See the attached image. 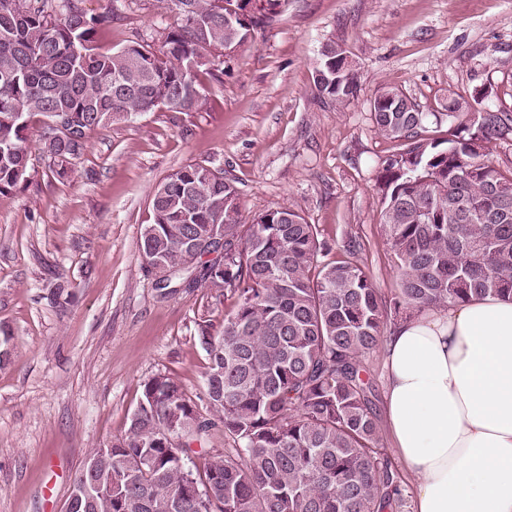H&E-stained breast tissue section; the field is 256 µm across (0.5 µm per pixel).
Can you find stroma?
<instances>
[{
    "label": "stroma",
    "mask_w": 512,
    "mask_h": 512,
    "mask_svg": "<svg viewBox=\"0 0 512 512\" xmlns=\"http://www.w3.org/2000/svg\"><path fill=\"white\" fill-rule=\"evenodd\" d=\"M162 0H137L100 39L105 50L173 25ZM341 45L357 94L319 95L321 48ZM402 89L428 113L449 92L489 93L512 109V0H285L208 84L196 112L159 108L98 130L67 178L33 153L28 179L0 195V512H63L85 452L123 436L142 384L170 374L205 395L202 330L218 331L233 296L191 288L161 296L138 251L156 183L208 161L236 186L240 220L287 205L319 225L334 251L351 235L380 294L396 286L380 224L377 176L401 149L378 133L371 103Z\"/></svg>",
    "instance_id": "35a3bbf8"
}]
</instances>
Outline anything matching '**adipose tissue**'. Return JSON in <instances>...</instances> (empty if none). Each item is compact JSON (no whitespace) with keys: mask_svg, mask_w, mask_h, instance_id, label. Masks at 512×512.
Here are the masks:
<instances>
[{"mask_svg":"<svg viewBox=\"0 0 512 512\" xmlns=\"http://www.w3.org/2000/svg\"><path fill=\"white\" fill-rule=\"evenodd\" d=\"M384 406L412 512H512V300L426 311L386 336Z\"/></svg>","mask_w":512,"mask_h":512,"instance_id":"1","label":"adipose tissue"}]
</instances>
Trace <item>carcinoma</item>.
<instances>
[{"label": "carcinoma", "instance_id": "1", "mask_svg": "<svg viewBox=\"0 0 512 512\" xmlns=\"http://www.w3.org/2000/svg\"><path fill=\"white\" fill-rule=\"evenodd\" d=\"M90 14L83 0H0V195L25 179L30 118L41 116L39 151L60 177L91 133L163 105H204L206 73L224 63L278 13L283 0H164L176 23L160 45L137 40L101 51L118 0ZM234 14L229 26L224 14ZM322 96L344 102L357 89L336 64V45L315 70ZM478 99L448 93L447 146L421 135L427 114L404 91L383 87L371 104L378 131L404 149L379 172L381 221L396 259L388 300L352 260L363 241L329 259L321 232L287 206L240 223L238 191L194 163L151 195L153 222L139 252L162 295L202 285L237 295L217 335L205 331L206 411L166 373L142 385L124 436L94 479L112 484L97 512H396L401 477L380 446L365 357L382 347L390 317L487 296L512 298V174L489 158L512 137V110L472 111ZM224 452L203 474L188 452L210 431Z\"/></svg>", "mask_w": 512, "mask_h": 512}]
</instances>
